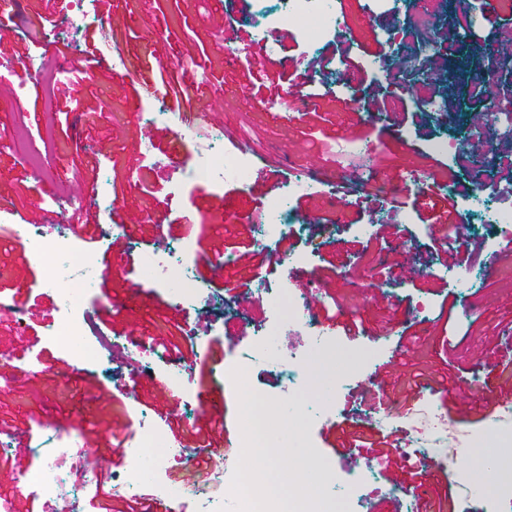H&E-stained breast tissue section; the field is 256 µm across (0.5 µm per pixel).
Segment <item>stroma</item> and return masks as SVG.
Here are the masks:
<instances>
[{
    "label": "stroma",
    "instance_id": "stroma-1",
    "mask_svg": "<svg viewBox=\"0 0 512 512\" xmlns=\"http://www.w3.org/2000/svg\"><path fill=\"white\" fill-rule=\"evenodd\" d=\"M19 2L23 16L42 20L43 26L33 42L18 28L0 27V61L57 57L56 77L68 92L50 96L36 74L22 87L13 76L0 77V300L13 307L0 313V378L10 382L0 388V441L11 445L9 463L0 467V497L10 499L12 512H47L41 498L16 494L15 487L38 467L56 429L90 440L115 472L119 442L138 435L146 416L164 419L167 437L188 447H196L203 433L238 451L245 411L270 419L267 405L281 400L283 380L257 367L245 388L225 389L219 373L232 356L227 342L267 323L270 309L257 292L259 281L300 295L310 274L322 296L316 316L322 321L335 315L338 353L352 362L333 415L313 428L318 453L310 464L330 461L342 489L354 492L353 459L367 455L356 447L354 434L379 432L387 402L402 398L408 374L422 369L446 376V389L424 390L414 408L428 400L447 410L474 437L470 460L462 462L459 448L408 456L406 426L396 422L389 431L395 450L375 455L376 490L363 512H407L418 495L429 512L447 496L453 512H484L483 499L461 493L458 482L461 473L481 470L494 437L481 414L504 387L498 361L512 330V251L498 249L494 225L476 223L462 198L451 219L463 228V248L476 249L475 262L457 267L441 252L421 274L411 275L404 261L416 255L418 245L446 234L436 203L468 175L462 162L436 164L430 135L453 139L458 128L494 121L483 112L473 78L484 69L483 47L497 56L512 51V26L498 30L491 24L495 15L512 14V0H404L398 11L389 0L369 11L365 0H344L343 38L291 23L273 32L274 55L255 34V0ZM413 9L438 15L448 25L471 16V34L451 46L434 45L442 69H404L395 85L384 72L360 68L365 57L393 65L391 40L405 38ZM116 31L125 35L117 45L111 40ZM314 48L334 57L335 64L315 70L309 83L303 56ZM117 53L124 60L120 72L102 81L72 82L69 71L81 60L109 61ZM150 66L195 73L198 105L184 122L222 131L228 145L248 143L254 161L247 185L228 184L219 193L206 183L181 180L178 165L193 145L168 124L151 123L153 149L145 151L139 136L143 120L170 106L164 96L140 94L136 75ZM296 84L303 98L287 121L285 97ZM433 98L442 100V110L409 115V102ZM348 141L371 149L368 185H348L345 162L330 152ZM38 149L43 161L36 168L27 156ZM484 164L483 180L495 189L494 206L512 209V138H496ZM299 172L324 184L322 192L300 200L304 234L279 238L258 252L251 217ZM409 172L418 177L408 190L413 203L391 208L397 179ZM79 176L105 186L109 199L89 212L77 206L61 212L59 203L73 197ZM123 212L142 220L132 225L130 240L117 244L112 226ZM317 214L327 215V222H314ZM61 217L71 224L86 218L96 226L97 248L82 250L100 272L86 306L94 330L120 345L104 367L92 359L77 363L45 340L46 325L57 319L58 297L42 288V269L6 230L10 224L47 227ZM360 224L373 225V232L357 234ZM165 240L191 243L198 277L206 274L205 258L229 257L223 290L208 288L193 310L170 304L140 273L144 253ZM306 249L308 267L289 275L277 268L276 259L285 253ZM133 289L139 302L128 298ZM446 301L454 305L447 321L438 317ZM419 303L427 305L426 314H416ZM346 323L354 324V335H345ZM383 335L390 345L374 351L373 337ZM135 345L142 365L137 373L124 355ZM164 352L185 368L194 358L205 360L204 375H192L188 392L167 381L159 360ZM39 359L50 371H34ZM204 385L224 395L222 424L184 417L178 408L181 397L197 400ZM459 391L465 399H456ZM419 469L427 473L420 490L411 477Z\"/></svg>",
    "mask_w": 512,
    "mask_h": 512
}]
</instances>
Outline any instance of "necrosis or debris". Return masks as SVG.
<instances>
[{
  "label": "necrosis or debris",
  "instance_id": "1",
  "mask_svg": "<svg viewBox=\"0 0 512 512\" xmlns=\"http://www.w3.org/2000/svg\"><path fill=\"white\" fill-rule=\"evenodd\" d=\"M257 2L259 9L254 22L256 34L262 39L276 27L295 21L324 33L337 35L344 30L334 0H276L277 5L272 9L267 6L268 0ZM160 118L177 128L180 136L196 143L190 163L182 168L188 180L207 183L217 190L230 182L248 183L252 169L250 151L226 152L222 133L185 127L177 113L164 112ZM319 190V182L303 174L290 178L267 205L261 224L256 225L255 245L264 250L271 241L300 231L299 218L291 203ZM11 231L16 239L25 243L30 259L43 268V287L53 290L59 281L67 283L66 289L60 290L58 320L47 326L46 336L76 362L91 358L103 362L111 360V339L85 330V300L96 283L98 272L93 266L80 262L79 250L67 226L57 224L47 231L39 226L15 224ZM191 254L189 243L168 242L144 257L147 280L162 288L168 299L184 310L194 309L204 292L192 272ZM261 293L268 301L272 319L267 325L234 339V346L243 347L245 354L225 361L224 385L238 389L246 385L254 367L282 366L286 369L285 390L296 395L299 403L284 408L272 422L246 414L244 449L224 460L225 493L201 500L195 512H298L296 505H284L255 478L252 453L261 448L289 447L298 449L300 458L312 456V428L331 417L337 397L346 388L345 375L337 374L322 384L320 396L310 397L307 390L309 365L336 350L338 343L315 319L308 298L293 297L266 287ZM294 326L305 329L302 348L298 351L285 349L281 341L282 335ZM407 428L411 434L410 446L418 454L430 446L460 447L470 440L446 412L430 403L408 418ZM52 439L53 448L43 453L37 470L21 479L20 487L35 489L49 505L63 502L77 506L87 495L96 493L100 471L85 468L81 441L72 432L54 431ZM190 455V448L172 442L158 423L144 420L138 440L130 444L124 454L126 476L113 481L111 493L116 497L133 498L144 484L150 483L165 498L181 500L186 495L184 486L169 480L167 473L170 463L187 462Z\"/></svg>",
  "mask_w": 512,
  "mask_h": 512
}]
</instances>
